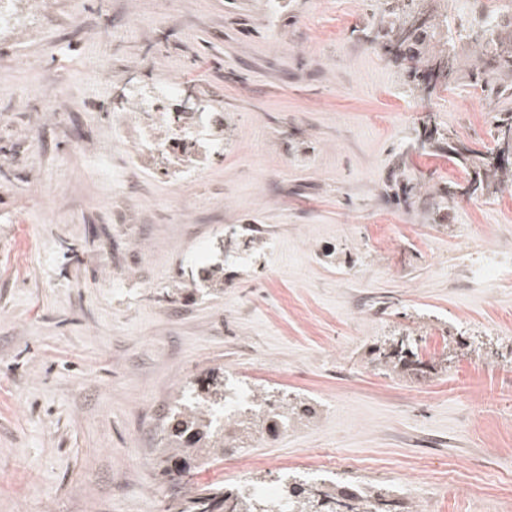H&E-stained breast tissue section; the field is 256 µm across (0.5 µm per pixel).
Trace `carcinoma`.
<instances>
[{
	"instance_id": "1",
	"label": "carcinoma",
	"mask_w": 512,
	"mask_h": 512,
	"mask_svg": "<svg viewBox=\"0 0 512 512\" xmlns=\"http://www.w3.org/2000/svg\"><path fill=\"white\" fill-rule=\"evenodd\" d=\"M401 12L395 20L381 25L380 30L370 39L378 43L384 54L394 61L411 60L408 73L412 78L413 90L424 100L431 98L437 84H446L455 79L456 58L445 50L423 49L409 57L404 56L403 47L409 43L424 44L425 38L435 37L437 26L425 21L411 31L405 27L421 14L417 0H401ZM512 42V31L504 32L501 27L480 26L475 32V41L488 40L499 46L501 41ZM493 141L495 148L486 152H476L456 144L451 137L439 132L433 126L422 141L420 149L426 153L442 150L453 155L464 166L473 167V176L461 184L450 181L444 187V198L453 201L459 196L478 198L493 195L499 186L512 180V162L503 163L501 154H512V113L498 112L494 116ZM379 364L393 370L422 364L419 355L418 339L402 336L393 340L390 349L380 353ZM224 375L213 372L198 384H188L175 400L169 421L163 428V448L160 449V463L164 473L174 480H183L201 464L224 453V447L237 439V430L245 420H237L229 427L218 421L224 414ZM255 417L264 416L273 420L269 431L274 432L278 424H286L297 407L286 398L275 399L267 391L253 396ZM392 489L374 485L348 492L334 485L307 479H295L288 483L285 496L280 499L256 498L239 487L227 488L223 485H210L198 489L194 495L181 503L177 512H392V501L388 496Z\"/></svg>"
}]
</instances>
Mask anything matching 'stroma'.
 <instances>
[{
  "instance_id": "1",
  "label": "stroma",
  "mask_w": 512,
  "mask_h": 512,
  "mask_svg": "<svg viewBox=\"0 0 512 512\" xmlns=\"http://www.w3.org/2000/svg\"><path fill=\"white\" fill-rule=\"evenodd\" d=\"M491 0H427L478 27ZM398 0H7L0 28V512H166L283 473L396 490L399 512H512V181L421 153L428 113L475 150L512 71L412 91L362 34ZM221 143L191 174L113 125L168 78ZM183 196L173 206L174 196ZM213 270L193 285L191 272ZM421 338L423 371L374 351ZM300 397L295 424L164 476L161 427L210 370Z\"/></svg>"
}]
</instances>
